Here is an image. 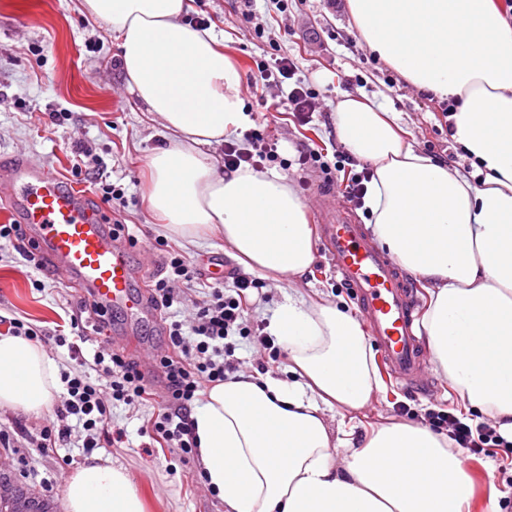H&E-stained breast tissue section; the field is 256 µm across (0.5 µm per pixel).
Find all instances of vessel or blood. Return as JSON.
<instances>
[{"label":"vessel or blood","mask_w":512,"mask_h":512,"mask_svg":"<svg viewBox=\"0 0 512 512\" xmlns=\"http://www.w3.org/2000/svg\"><path fill=\"white\" fill-rule=\"evenodd\" d=\"M0 214L27 225L38 253L98 304L137 315L148 305L136 290L130 248L102 221L80 188L45 167L20 159L0 163ZM320 227L337 276L359 302L368 332L392 378L416 386L422 376L412 333L416 299L397 262L375 250L361 225L327 208Z\"/></svg>","instance_id":"obj_1"}]
</instances>
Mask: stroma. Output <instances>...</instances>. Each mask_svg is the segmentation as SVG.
I'll list each match as a JSON object with an SVG mask.
<instances>
[{
  "instance_id": "obj_1",
  "label": "stroma",
  "mask_w": 512,
  "mask_h": 512,
  "mask_svg": "<svg viewBox=\"0 0 512 512\" xmlns=\"http://www.w3.org/2000/svg\"><path fill=\"white\" fill-rule=\"evenodd\" d=\"M188 5V16L207 20L225 52L234 58L242 84L258 79L261 62L285 54L296 61L295 81L318 92L320 107L304 125L281 104L287 86L271 83L262 95L242 96L252 128L276 143L278 158L272 167L293 181L312 226L322 224L327 200L356 223H363L367 216L366 208L353 207L344 198L342 181H329L318 167L297 162L305 150L316 149L330 158L341 150L333 112L343 95L362 94L399 113L418 148L461 163V152L449 138L434 102L402 79L392 78L391 68L371 54L351 22L347 0H305L278 15L271 13L265 0H255L249 20L241 14L240 0H188ZM118 59L114 36L81 14L80 0H0V160L20 155L55 169L81 187L84 178L71 173L74 150L78 142L89 143L111 182L126 191L124 209H105L106 222L125 225L126 237L136 240L130 252L134 266L158 271L165 253L156 248L155 240L164 235L146 198V160L155 150L169 146L170 139L159 119L130 91ZM53 112L63 113L60 124H50ZM167 239L202 269L198 287L211 282L206 273L209 263L221 264L228 272L233 269L218 234H208L196 245L174 236ZM37 278L11 244H0V334L7 333L11 319L29 322L44 331L42 345L59 373L81 370L94 376L92 365L77 363L54 336L58 325L81 312L84 294L59 274L43 279L40 289L33 284ZM297 288L313 299L336 303L347 313L358 312L349 291L336 278L322 240H315L314 261ZM288 291L287 282L261 280L259 288L249 292V326L267 329L273 310ZM194 301L190 293L168 312L140 319L132 336L125 333L127 314L112 309L107 314L111 349L136 359L145 352L155 357L163 354L169 324L189 319ZM425 374L431 386L427 392L381 378L380 390L356 414V440H363L372 429L405 422L407 416L399 411L403 404L418 417L433 409L452 412L473 426L486 422V415L470 409L433 363H426ZM159 410L156 404L114 406L112 423L124 429L127 437L121 447L103 445L99 456L129 472L148 503V512H224L223 501L202 479L195 456L175 450L153 456L143 452L140 427L145 417ZM44 424V419L1 408L0 430L8 433L10 445L0 447V461L9 464L12 472H25L26 486L57 501L74 469L88 457L86 433L75 417H67L71 432L67 445L46 452L39 446ZM460 456L474 488L470 512H489L491 499L498 496L505 512H512V474L503 470L512 464V447L480 455L464 450Z\"/></svg>"
}]
</instances>
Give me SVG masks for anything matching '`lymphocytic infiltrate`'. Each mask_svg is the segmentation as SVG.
Segmentation results:
<instances>
[{"label": "lymphocytic infiltrate", "instance_id": "1", "mask_svg": "<svg viewBox=\"0 0 512 512\" xmlns=\"http://www.w3.org/2000/svg\"><path fill=\"white\" fill-rule=\"evenodd\" d=\"M190 261L179 249H170L162 276L152 285V300L156 308H170L180 301L179 286L192 282ZM231 284H211L197 301L192 319L172 321L168 329L170 353L156 360L164 380L166 407L143 429L159 447L176 448L183 454H196L190 412L195 401L218 384L235 379L237 368L233 360L235 337L247 336L249 300L246 294L254 282L235 273ZM93 363L101 376L92 382L84 375L66 377L67 393L57 412L58 419L43 426L42 446L51 450L61 447L68 430L60 418L75 416L88 433L86 447H98L100 441L122 442L125 432L112 426V408L116 403L135 405L148 400L152 392L137 363L120 352L96 350ZM434 430H447L456 447L479 454L485 449L502 445L503 440L489 426L473 427L453 415L430 413Z\"/></svg>", "mask_w": 512, "mask_h": 512}]
</instances>
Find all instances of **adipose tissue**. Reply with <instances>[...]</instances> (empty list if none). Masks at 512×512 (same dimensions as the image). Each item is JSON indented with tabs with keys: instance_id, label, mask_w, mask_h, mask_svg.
Returning <instances> with one entry per match:
<instances>
[{
	"instance_id": "adipose-tissue-1",
	"label": "adipose tissue",
	"mask_w": 512,
	"mask_h": 512,
	"mask_svg": "<svg viewBox=\"0 0 512 512\" xmlns=\"http://www.w3.org/2000/svg\"><path fill=\"white\" fill-rule=\"evenodd\" d=\"M119 41L128 86L174 142L147 159V197L170 235L207 232L244 273L295 282L313 229L275 170H222L203 153L247 127L240 73L212 30L182 20L186 0H81ZM366 47L406 83L450 99L449 137L472 170L404 138L396 113L344 95L341 144L371 163L365 206L380 248L430 286L421 327L435 366L512 442V11L503 0H348ZM479 176L472 184L471 176ZM269 329L286 376L243 375L208 389L191 420L201 476L224 512H469L470 479L445 436L395 423L362 447L328 411L362 409L380 388L362 321L299 292ZM58 368L22 336H0V408L50 414ZM348 449L344 466L337 448ZM65 512H145L129 475L92 457L69 478Z\"/></svg>"
}]
</instances>
